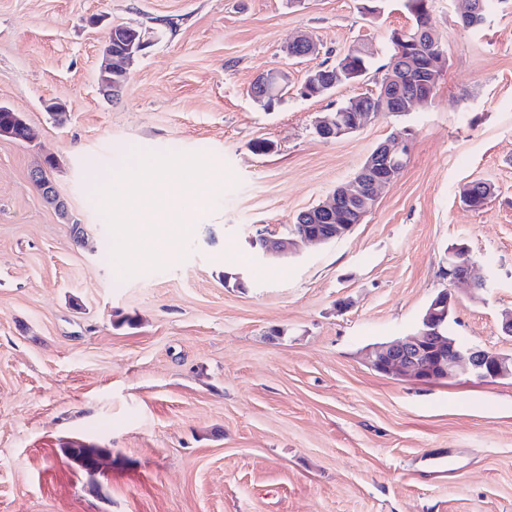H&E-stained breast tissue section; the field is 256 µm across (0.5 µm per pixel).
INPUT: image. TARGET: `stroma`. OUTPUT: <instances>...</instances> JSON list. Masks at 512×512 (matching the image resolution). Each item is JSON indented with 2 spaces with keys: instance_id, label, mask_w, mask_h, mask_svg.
<instances>
[{
  "instance_id": "obj_1",
  "label": "stroma",
  "mask_w": 512,
  "mask_h": 512,
  "mask_svg": "<svg viewBox=\"0 0 512 512\" xmlns=\"http://www.w3.org/2000/svg\"><path fill=\"white\" fill-rule=\"evenodd\" d=\"M365 4L0 0V103L35 132L0 139V512H512V377L415 384L363 356L413 334L446 288L451 334L512 355V0L476 29L462 0H431L447 56L431 101L325 141L315 118L374 89L410 24L402 0ZM117 25L148 46L113 98L96 75ZM304 32L319 54L288 59ZM356 46L375 64L360 83L268 112L248 95L260 73L287 67L295 87ZM403 136L407 166L347 237L256 259L254 225L286 233ZM137 152L204 154L220 186L181 214L186 259L123 279L89 176ZM49 155L83 240L30 180ZM474 181L495 188L479 211L459 197ZM461 243L487 289L449 284ZM70 440L112 456L89 476Z\"/></svg>"
}]
</instances>
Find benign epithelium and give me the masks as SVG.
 <instances>
[{
	"instance_id": "7a95c632",
	"label": "benign epithelium",
	"mask_w": 512,
	"mask_h": 512,
	"mask_svg": "<svg viewBox=\"0 0 512 512\" xmlns=\"http://www.w3.org/2000/svg\"><path fill=\"white\" fill-rule=\"evenodd\" d=\"M296 45L308 48L307 55L319 51L312 36L300 34L287 42L284 53L290 59L294 58L292 48ZM147 47L144 35L135 27H129L126 32L124 50L116 53L112 45H107L102 53L98 81L101 90L111 96H117L125 85L113 82L114 76H128V66ZM443 56L439 55L423 63L428 79L425 82L427 91L405 101V105L425 103L434 91L442 70ZM330 83L328 73L314 69L300 88V94L307 95L311 86L317 83ZM373 117V113L362 114V122L354 127L343 126L337 116L325 113L318 117L314 124L315 134L325 140H337L361 129ZM410 150L409 141L393 137L373 150L368 161L363 180L353 179L338 194H331L317 204L321 214L332 215L340 206L341 201H355L361 208L375 204L379 189L393 181L396 167L403 162L404 154ZM31 182L39 183L44 190V201L54 209L65 223H72L66 200L57 192L53 182L44 178L43 169L37 168L30 174ZM353 229L351 224H333L323 232L303 231L294 236L278 237L267 228L255 226L251 236L252 245L256 248L257 257L264 261L285 259L295 253L298 243H327L345 238ZM365 358L369 367L384 376L394 379L427 383L433 380H457L462 376L474 377L481 381H490L512 376V356L473 347L462 339L454 336H442L433 329L432 323H427L414 335L403 339H395L372 345L366 349Z\"/></svg>"
}]
</instances>
